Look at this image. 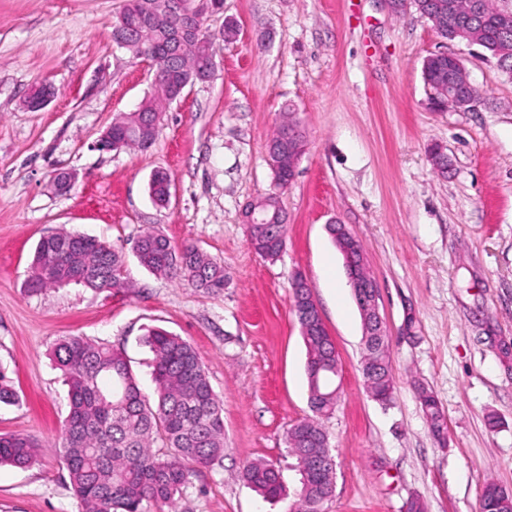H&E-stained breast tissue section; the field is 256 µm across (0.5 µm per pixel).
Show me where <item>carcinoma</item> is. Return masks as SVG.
Segmentation results:
<instances>
[{
    "instance_id": "carcinoma-1",
    "label": "carcinoma",
    "mask_w": 512,
    "mask_h": 512,
    "mask_svg": "<svg viewBox=\"0 0 512 512\" xmlns=\"http://www.w3.org/2000/svg\"><path fill=\"white\" fill-rule=\"evenodd\" d=\"M178 2L125 0L114 22L113 39H118L122 27L137 35L128 47L136 55L151 60L167 55L170 28L179 16ZM453 2L459 19L479 30L481 47L496 59L503 73L512 77V23L505 26L499 20L505 8L497 0H483L482 10L471 14L469 0ZM171 61L191 84L201 81L202 72L211 65L206 49L193 41ZM51 91L50 84L39 83L30 89L24 103L37 111ZM168 102L169 89L161 84L141 105L145 111L161 113ZM138 120L133 112L113 119L112 140L125 149L148 150L155 132H142ZM291 124L297 126L299 122L284 117L267 143V147L276 148L271 164L275 174L299 161L288 155ZM171 180L168 171L156 170L149 184L155 204L167 201ZM286 227L283 214L277 224H254L247 229L248 244L260 246L259 255L274 259L284 247ZM136 251L140 264L156 275L187 280L206 291L224 288V264L193 245L177 248L164 235L146 232L136 241ZM31 269L29 287L34 291L72 283L93 290L127 287L122 255L109 243L79 233L62 232L40 239ZM299 327L307 349L308 386L319 388L324 397L309 395L314 417L286 431V447L296 460L306 452H327L319 418L332 414L338 400L336 374L325 370L336 362V346L328 337L315 334L307 323L301 321ZM144 343L154 355L155 391L151 397L140 389L122 351L82 336H65L52 347V359L69 388L62 458L81 512H164L189 488L198 469L224 456L220 400L197 350L189 341L163 329L149 331ZM361 371L370 395L391 402L394 384L388 337L377 346L364 345ZM420 400L431 432L442 437L445 420L434 396L423 389ZM18 403L17 391L0 370V404ZM37 448L38 442L28 434H1L0 465L24 468L35 460ZM300 475L290 512H308L309 503L334 494L324 468L308 462ZM243 479L265 499L287 495L279 470L267 461L250 463ZM480 512H512V491L487 484Z\"/></svg>"
}]
</instances>
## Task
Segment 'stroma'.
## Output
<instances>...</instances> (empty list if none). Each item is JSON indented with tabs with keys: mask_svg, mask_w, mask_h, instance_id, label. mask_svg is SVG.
<instances>
[{
	"mask_svg": "<svg viewBox=\"0 0 512 512\" xmlns=\"http://www.w3.org/2000/svg\"><path fill=\"white\" fill-rule=\"evenodd\" d=\"M125 0H0V367L20 403L0 405V434L39 442L26 468L0 466V512H80L61 459L68 387L50 349L64 336L120 348L145 394L160 328L200 354L224 420V456L201 469L178 512H289L300 475L284 441L310 416L306 348L292 308L299 273L339 355L340 398L322 425L336 461L324 512H480L487 481L512 489V77L489 53L439 38L416 9L383 0H224L210 16L216 72L166 105L145 152L94 150L112 118L154 89L150 60L120 48L112 25ZM235 19L233 43L219 38ZM462 56L479 98L434 110L422 62ZM45 81L41 110L22 101ZM306 134L277 259L257 255L240 220L268 194L265 144L282 113ZM448 155L447 173L429 157ZM173 177L155 206V169ZM74 172L70 192L55 174ZM346 225L377 283L390 336L394 400L382 406L360 371L362 323L327 231ZM155 230L222 262L209 293L143 268L133 245ZM79 232L122 250L125 290L80 285L31 291L32 250ZM447 423L429 431L419 393ZM274 464L288 497L267 501L242 479Z\"/></svg>",
	"mask_w": 512,
	"mask_h": 512,
	"instance_id": "obj_1",
	"label": "stroma"
}]
</instances>
